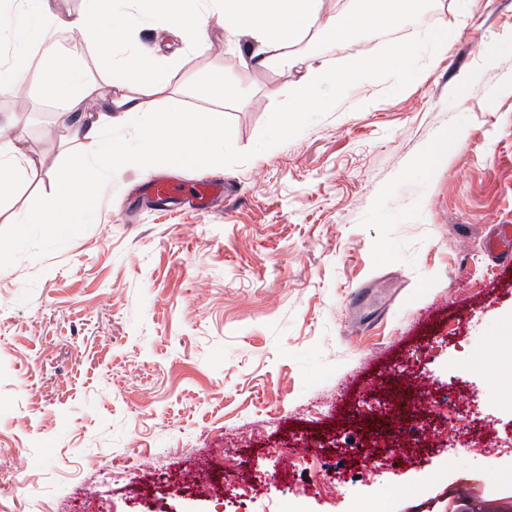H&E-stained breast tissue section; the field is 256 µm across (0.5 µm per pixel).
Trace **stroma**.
Wrapping results in <instances>:
<instances>
[{
  "instance_id": "obj_1",
  "label": "stroma",
  "mask_w": 512,
  "mask_h": 512,
  "mask_svg": "<svg viewBox=\"0 0 512 512\" xmlns=\"http://www.w3.org/2000/svg\"><path fill=\"white\" fill-rule=\"evenodd\" d=\"M430 8L403 40L317 32L274 69L214 54L215 15L203 51L135 29L165 58L163 109L198 106L182 87L215 69L247 91L219 107L206 212L141 193L201 171L130 167L99 223H28L69 114L37 79L0 96L42 160L0 206V512H512V450L481 454L512 438V258L484 249L512 225V0ZM400 44L414 72L386 64ZM312 57L381 67L281 138ZM424 422L454 448L418 445Z\"/></svg>"
}]
</instances>
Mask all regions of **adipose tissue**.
<instances>
[{
    "label": "adipose tissue",
    "instance_id": "obj_1",
    "mask_svg": "<svg viewBox=\"0 0 512 512\" xmlns=\"http://www.w3.org/2000/svg\"><path fill=\"white\" fill-rule=\"evenodd\" d=\"M116 0H83L78 14H60L50 0H24L20 19L12 22L14 43L24 47L32 40L43 43L41 65L45 94L66 104L74 114L68 140L74 146L67 157V174L51 189V206L34 211L29 221L50 226L99 221L98 188L102 180L128 167L154 170L162 166H192L203 171L221 170L224 164V126L218 113L198 109L195 118L184 113H162L153 96L164 82L160 59L132 48L128 28L116 22ZM148 17L157 25L194 36L200 10L223 15L229 46L248 42L249 57L261 68L291 64L292 48L308 30L353 39L376 29L399 24L420 10V0H338L327 8L325 0H144ZM61 30L92 38L98 59L119 57L125 94L108 97L103 110L89 112L85 100L96 86L80 55L50 48ZM378 62L357 61L340 77L319 59H309L296 87L288 96L293 111L313 104L321 89L338 81L350 86L368 79ZM116 127H130L141 140L128 152L114 140ZM41 161L21 152L10 140H0V203L12 199L21 180L37 171Z\"/></svg>",
    "mask_w": 512,
    "mask_h": 512
}]
</instances>
